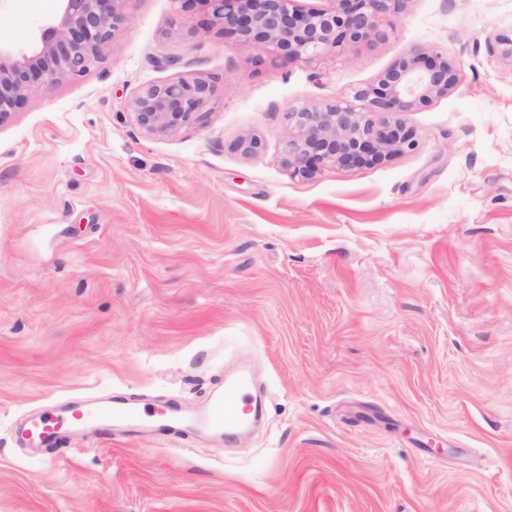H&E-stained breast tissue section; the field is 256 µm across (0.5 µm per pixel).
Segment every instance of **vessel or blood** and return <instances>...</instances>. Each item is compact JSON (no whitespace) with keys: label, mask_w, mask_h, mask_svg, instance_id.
<instances>
[{"label":"vessel or blood","mask_w":512,"mask_h":512,"mask_svg":"<svg viewBox=\"0 0 512 512\" xmlns=\"http://www.w3.org/2000/svg\"><path fill=\"white\" fill-rule=\"evenodd\" d=\"M251 390V375L242 370L226 377L223 392L193 413L169 401L144 406L132 400L110 399L91 406L73 399L52 411L30 416L18 439L24 447L46 455L84 435L113 442L134 438L146 431L164 438L175 430L188 428L220 431L229 438L245 430L257 414Z\"/></svg>","instance_id":"1"}]
</instances>
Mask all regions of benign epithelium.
Wrapping results in <instances>:
<instances>
[{
	"label": "benign epithelium",
	"mask_w": 512,
	"mask_h": 512,
	"mask_svg": "<svg viewBox=\"0 0 512 512\" xmlns=\"http://www.w3.org/2000/svg\"><path fill=\"white\" fill-rule=\"evenodd\" d=\"M128 0H56V8L28 46L0 45V124L17 112L36 89L66 76L80 75L110 44L113 33L128 22ZM206 28L255 46L272 45L289 60H309L384 33L382 25L406 0H330L329 8H302L296 0H206ZM460 81V69L436 51L422 63L405 57L378 79L357 91L354 100L336 99L288 111L285 163L293 173L311 177L327 166L371 167L391 160L415 145L405 112L448 95ZM208 85L178 78L142 87L129 109L148 135H166L188 124L209 101ZM365 112H386L392 119L374 132ZM234 149L258 155L262 140L248 134Z\"/></svg>",
	"instance_id": "7a95c632"
}]
</instances>
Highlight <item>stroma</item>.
<instances>
[{
  "instance_id": "obj_1",
  "label": "stroma",
  "mask_w": 512,
  "mask_h": 512,
  "mask_svg": "<svg viewBox=\"0 0 512 512\" xmlns=\"http://www.w3.org/2000/svg\"><path fill=\"white\" fill-rule=\"evenodd\" d=\"M53 8L7 0L0 43ZM128 11L0 124V512H512V66L488 48L512 0H406L384 35L290 62L204 31L203 0ZM435 50L460 82L404 114L413 148L288 169V109ZM180 77L208 104L145 135L130 99ZM240 365L267 404L240 443L13 441L50 402L195 405Z\"/></svg>"
}]
</instances>
